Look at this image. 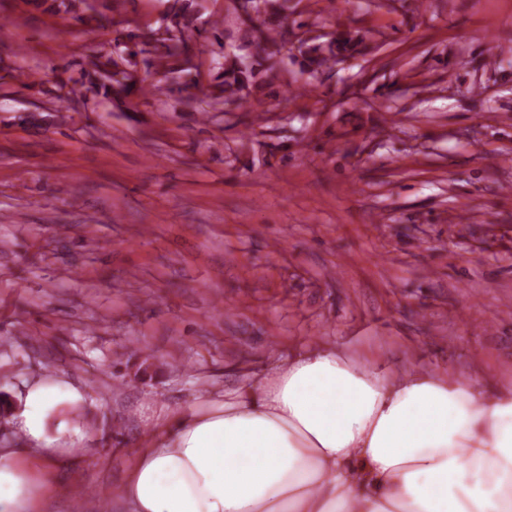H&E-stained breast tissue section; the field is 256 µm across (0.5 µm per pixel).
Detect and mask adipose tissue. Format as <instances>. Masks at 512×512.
Listing matches in <instances>:
<instances>
[{"mask_svg": "<svg viewBox=\"0 0 512 512\" xmlns=\"http://www.w3.org/2000/svg\"><path fill=\"white\" fill-rule=\"evenodd\" d=\"M382 374L322 345L223 402L159 420L119 490L130 512H512V388ZM84 396L35 381L0 446V512H45Z\"/></svg>", "mask_w": 512, "mask_h": 512, "instance_id": "1", "label": "adipose tissue"}]
</instances>
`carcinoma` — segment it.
Segmentation results:
<instances>
[{
    "mask_svg": "<svg viewBox=\"0 0 512 512\" xmlns=\"http://www.w3.org/2000/svg\"><path fill=\"white\" fill-rule=\"evenodd\" d=\"M177 5L172 7L164 36L152 32L144 37L127 29L114 30L115 46L126 54L124 62L126 68L119 69L112 56H94L87 67L80 70L78 76L63 77L69 71L65 67L56 75V85L59 94L57 98L62 103H69L75 99L91 96L108 101L120 100L129 96L155 97L159 94L170 95L178 90V82L174 74L182 71V68H167L170 59L189 63L193 52V41L198 29L193 25V20L187 16L186 4L175 0ZM295 25L299 28L303 24L290 20L286 13H276V18L270 23H263L253 28L254 42L260 52H266L270 47L275 52L282 53L288 47V27ZM144 38L145 43L154 42L161 45L162 51L152 58L144 59L146 67L162 72V77L155 83L144 84V80L136 75L138 62L135 60L137 51L129 46V43ZM352 37L343 32L336 34L332 41L322 42L318 37H310L298 48L301 56L302 71L311 75L336 63V58L348 52ZM271 68L257 69L252 64L243 62L239 57H224L221 71L214 78L205 96L217 103L242 107H261L264 102L252 97V87L257 79L264 82L270 81L268 72Z\"/></svg>",
    "mask_w": 512,
    "mask_h": 512,
    "instance_id": "obj_1",
    "label": "carcinoma"
}]
</instances>
